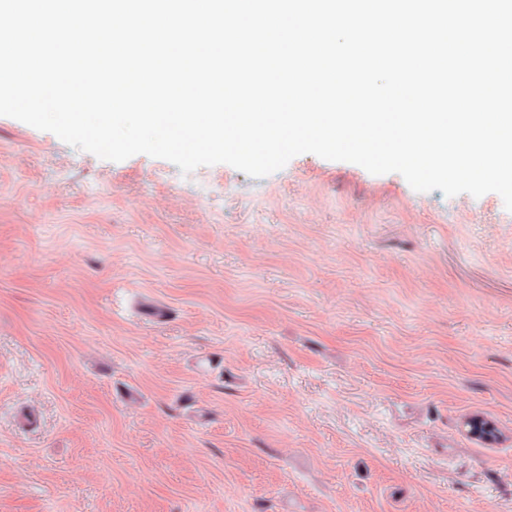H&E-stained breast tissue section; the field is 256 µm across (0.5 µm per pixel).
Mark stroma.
I'll list each match as a JSON object with an SVG mask.
<instances>
[{
  "instance_id": "obj_1",
  "label": "stroma",
  "mask_w": 512,
  "mask_h": 512,
  "mask_svg": "<svg viewBox=\"0 0 512 512\" xmlns=\"http://www.w3.org/2000/svg\"><path fill=\"white\" fill-rule=\"evenodd\" d=\"M0 512H512V211L0 116Z\"/></svg>"
}]
</instances>
